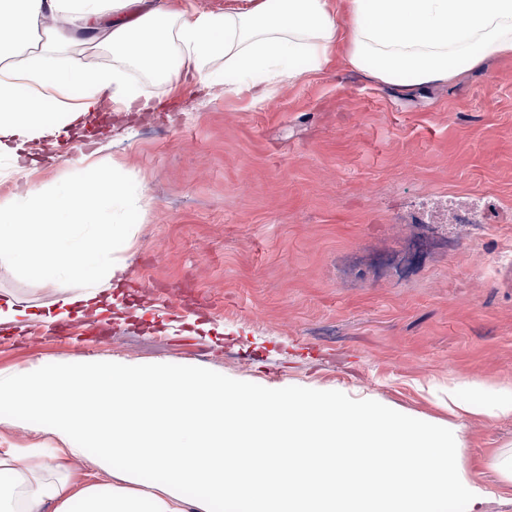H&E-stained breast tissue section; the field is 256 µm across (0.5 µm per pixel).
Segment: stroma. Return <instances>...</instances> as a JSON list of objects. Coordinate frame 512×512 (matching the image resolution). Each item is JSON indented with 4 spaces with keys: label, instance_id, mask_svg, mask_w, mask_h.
<instances>
[{
    "label": "stroma",
    "instance_id": "1",
    "mask_svg": "<svg viewBox=\"0 0 512 512\" xmlns=\"http://www.w3.org/2000/svg\"><path fill=\"white\" fill-rule=\"evenodd\" d=\"M128 83L160 108L109 111L62 161L0 157V201L97 161L127 176L128 272L112 328L47 334L60 287L0 260V370L125 358L259 393L332 390L448 424V382L512 384V56L408 97L331 62L257 101L200 82ZM145 316H138V309ZM486 483L512 419H464ZM27 306L10 299L0 304V325H12L16 329L23 330L27 322L34 317L27 311Z\"/></svg>",
    "mask_w": 512,
    "mask_h": 512
}]
</instances>
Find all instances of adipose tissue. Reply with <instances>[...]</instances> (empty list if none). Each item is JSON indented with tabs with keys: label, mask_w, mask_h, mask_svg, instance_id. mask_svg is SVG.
Here are the masks:
<instances>
[{
	"label": "adipose tissue",
	"mask_w": 512,
	"mask_h": 512,
	"mask_svg": "<svg viewBox=\"0 0 512 512\" xmlns=\"http://www.w3.org/2000/svg\"><path fill=\"white\" fill-rule=\"evenodd\" d=\"M90 46L113 66L90 63ZM63 52L64 64L49 63ZM408 94L445 85L458 65L480 68L512 55V0H225L199 12L176 0H0V155L56 138L109 102L153 111L124 66L173 80L198 75L217 95L268 97L324 70L333 53ZM223 57L224 71L209 69ZM125 179L88 165L43 194L0 203V258L28 276L66 282L47 322L71 321L83 303L126 272L116 253L131 239ZM110 222H102L104 211ZM8 424L39 427L46 448L0 441V512H442L476 505L495 487L456 462L462 419L512 418V385L448 384V427L413 422L371 400L324 390L289 397L239 388L222 376L124 360H79L0 371ZM97 450L121 483L77 486L75 464ZM159 491L132 483L144 469ZM207 471L204 492L182 490Z\"/></svg>",
	"instance_id": "adipose-tissue-1"
}]
</instances>
